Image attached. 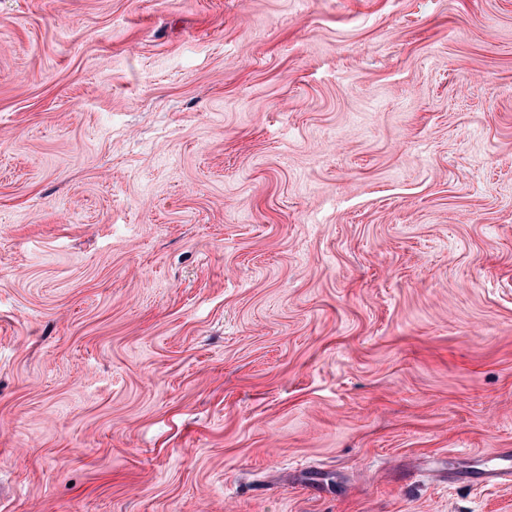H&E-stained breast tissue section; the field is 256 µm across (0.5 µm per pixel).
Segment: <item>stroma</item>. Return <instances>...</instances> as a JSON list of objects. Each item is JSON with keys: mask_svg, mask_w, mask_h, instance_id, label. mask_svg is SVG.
<instances>
[{"mask_svg": "<svg viewBox=\"0 0 512 512\" xmlns=\"http://www.w3.org/2000/svg\"><path fill=\"white\" fill-rule=\"evenodd\" d=\"M512 0H0V512H512Z\"/></svg>", "mask_w": 512, "mask_h": 512, "instance_id": "stroma-1", "label": "stroma"}]
</instances>
